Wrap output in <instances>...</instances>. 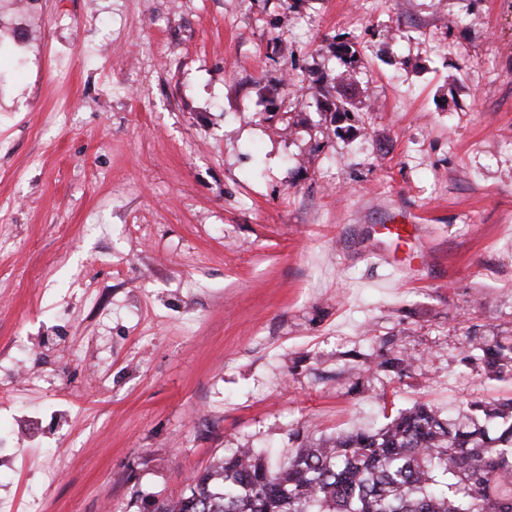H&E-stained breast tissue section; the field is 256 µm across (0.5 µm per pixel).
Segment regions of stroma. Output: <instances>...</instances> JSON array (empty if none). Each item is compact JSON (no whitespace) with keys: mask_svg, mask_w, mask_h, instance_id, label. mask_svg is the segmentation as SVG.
I'll use <instances>...</instances> for the list:
<instances>
[{"mask_svg":"<svg viewBox=\"0 0 512 512\" xmlns=\"http://www.w3.org/2000/svg\"><path fill=\"white\" fill-rule=\"evenodd\" d=\"M396 216L418 276L375 260ZM473 323L512 331V0H33L0 29L1 499L156 512L237 448L512 397L462 364Z\"/></svg>","mask_w":512,"mask_h":512,"instance_id":"1","label":"stroma"}]
</instances>
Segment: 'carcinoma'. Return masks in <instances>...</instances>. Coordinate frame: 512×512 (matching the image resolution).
Wrapping results in <instances>:
<instances>
[{
  "label": "carcinoma",
  "instance_id": "obj_1",
  "mask_svg": "<svg viewBox=\"0 0 512 512\" xmlns=\"http://www.w3.org/2000/svg\"><path fill=\"white\" fill-rule=\"evenodd\" d=\"M461 361L512 380V334L464 330ZM158 512H512V397L414 405L375 431L312 438L276 468L238 448Z\"/></svg>",
  "mask_w": 512,
  "mask_h": 512
}]
</instances>
